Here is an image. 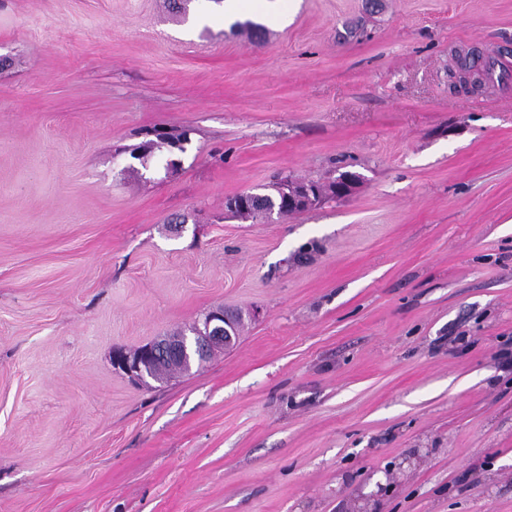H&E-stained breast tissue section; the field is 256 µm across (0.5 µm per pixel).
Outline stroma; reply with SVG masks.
<instances>
[{"label": "stroma", "instance_id": "obj_1", "mask_svg": "<svg viewBox=\"0 0 512 512\" xmlns=\"http://www.w3.org/2000/svg\"><path fill=\"white\" fill-rule=\"evenodd\" d=\"M280 10L0 0V512H512V0ZM216 307L191 372L114 368ZM283 186L284 182L274 183L263 188L268 192H253L255 196L249 198L246 208L233 213L244 219L259 216L267 218V215L273 210L276 218H283L299 211L288 208V205L295 208H308L316 205L321 199V196L310 185L290 182L284 191L287 205L282 194Z\"/></svg>", "mask_w": 512, "mask_h": 512}]
</instances>
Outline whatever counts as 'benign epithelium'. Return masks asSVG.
Segmentation results:
<instances>
[{
  "instance_id": "obj_1",
  "label": "benign epithelium",
  "mask_w": 512,
  "mask_h": 512,
  "mask_svg": "<svg viewBox=\"0 0 512 512\" xmlns=\"http://www.w3.org/2000/svg\"><path fill=\"white\" fill-rule=\"evenodd\" d=\"M358 183L351 173H344L336 179L333 192L347 196L353 192ZM288 205L295 208H308L319 202L321 196L310 185L300 182L288 183L284 191ZM237 317L216 309L192 329V335L170 338L165 336L133 353H116L113 364L132 379L144 382L152 377L148 368L150 361L156 358L177 357L183 362L184 371H189L193 359H201L216 347H230L236 338Z\"/></svg>"
}]
</instances>
